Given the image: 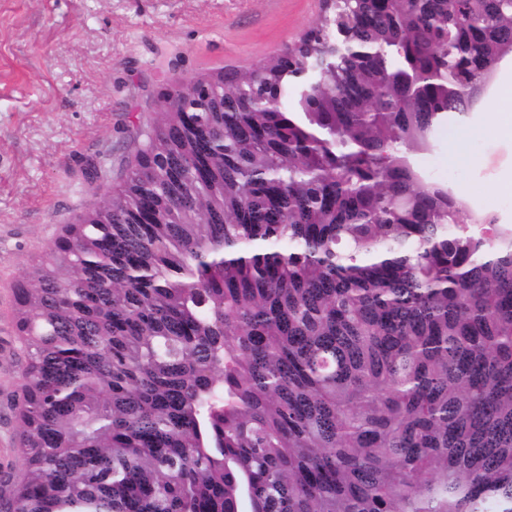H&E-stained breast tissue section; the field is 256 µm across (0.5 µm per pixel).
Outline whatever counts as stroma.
Returning a JSON list of instances; mask_svg holds the SVG:
<instances>
[{
	"instance_id": "1",
	"label": "stroma",
	"mask_w": 512,
	"mask_h": 512,
	"mask_svg": "<svg viewBox=\"0 0 512 512\" xmlns=\"http://www.w3.org/2000/svg\"><path fill=\"white\" fill-rule=\"evenodd\" d=\"M322 0H0V503L22 475L26 352L16 292L69 224L118 188L174 82L241 71L297 42ZM478 112L437 128L415 158L471 217L512 225V140ZM469 130L470 163H450Z\"/></svg>"
}]
</instances>
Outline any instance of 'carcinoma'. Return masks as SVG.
Instances as JSON below:
<instances>
[{
	"instance_id": "carcinoma-1",
	"label": "carcinoma",
	"mask_w": 512,
	"mask_h": 512,
	"mask_svg": "<svg viewBox=\"0 0 512 512\" xmlns=\"http://www.w3.org/2000/svg\"><path fill=\"white\" fill-rule=\"evenodd\" d=\"M512 0H325L176 86L18 291L0 512H512V227L419 173Z\"/></svg>"
}]
</instances>
